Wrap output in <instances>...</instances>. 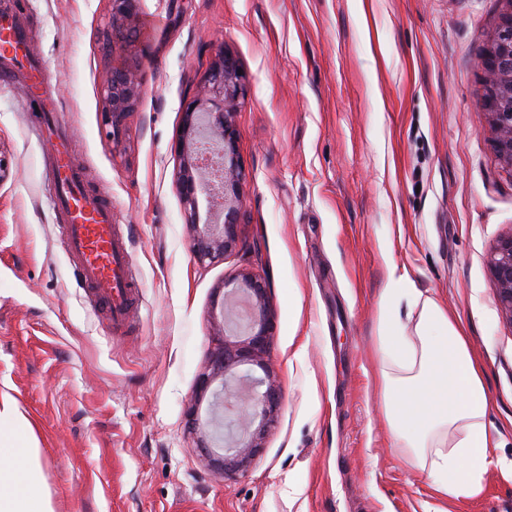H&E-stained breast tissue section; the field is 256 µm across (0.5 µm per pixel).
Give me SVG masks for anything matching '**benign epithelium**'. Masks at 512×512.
Wrapping results in <instances>:
<instances>
[{"label":"benign epithelium","instance_id":"1","mask_svg":"<svg viewBox=\"0 0 512 512\" xmlns=\"http://www.w3.org/2000/svg\"><path fill=\"white\" fill-rule=\"evenodd\" d=\"M111 2L109 28L115 45L126 42L134 30L139 3L138 0ZM502 2L503 14L494 33L493 48L480 60L489 109L512 98V0ZM239 70L241 66L232 54L221 51L215 56L206 80L185 103L176 142L180 167L174 186L183 205L185 224L191 231V251L201 267L224 260L239 245L240 185L246 179V173L238 153L235 111L247 93L246 77ZM139 93L140 78L135 67L112 68L104 89V117L113 138L121 136L124 120L134 110ZM491 126L498 157L512 167V112L491 113ZM201 139L215 143L224 158L223 219L219 224L211 223L212 212L203 215L200 211V198L208 194L204 181L206 167L195 151ZM490 273L497 288L498 306L512 321V233L495 245L490 258ZM239 288L251 302L249 329L242 336H223L211 353L208 370L201 374L195 393L196 400H201L216 381L226 379L242 365L257 366L265 374L261 380L266 386L265 391L256 396L251 411L241 418L245 441L228 453L207 456L208 465L219 470L227 480L248 471L263 448L264 435L279 405V393L271 380L266 360L274 329L268 308L269 283L260 275L246 273L241 276Z\"/></svg>","mask_w":512,"mask_h":512}]
</instances>
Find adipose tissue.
<instances>
[{
    "instance_id": "1",
    "label": "adipose tissue",
    "mask_w": 512,
    "mask_h": 512,
    "mask_svg": "<svg viewBox=\"0 0 512 512\" xmlns=\"http://www.w3.org/2000/svg\"><path fill=\"white\" fill-rule=\"evenodd\" d=\"M410 297L419 319L413 335L401 330L397 302ZM377 354L384 413L398 444L435 479L443 496L482 490L490 463V409L483 372L472 360L454 318L430 298H414L401 277L383 291ZM30 425L11 404L0 406V512H53L42 492L39 450L20 441Z\"/></svg>"
}]
</instances>
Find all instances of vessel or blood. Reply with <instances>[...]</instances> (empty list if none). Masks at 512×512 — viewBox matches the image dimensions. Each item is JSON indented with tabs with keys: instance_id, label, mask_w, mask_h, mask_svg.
<instances>
[{
	"instance_id": "b4317fda",
	"label": "vessel or blood",
	"mask_w": 512,
	"mask_h": 512,
	"mask_svg": "<svg viewBox=\"0 0 512 512\" xmlns=\"http://www.w3.org/2000/svg\"><path fill=\"white\" fill-rule=\"evenodd\" d=\"M22 79L42 109L36 126L55 139L47 164L51 200L65 230L67 253L76 262V281L89 288L111 319L124 325L135 300L138 274L126 240L114 224L112 208L91 193L71 162L67 130L56 119L57 102L47 74L28 50L27 26L9 0H0V83Z\"/></svg>"
}]
</instances>
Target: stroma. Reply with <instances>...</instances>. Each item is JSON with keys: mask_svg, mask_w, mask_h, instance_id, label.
<instances>
[{"mask_svg": "<svg viewBox=\"0 0 512 512\" xmlns=\"http://www.w3.org/2000/svg\"><path fill=\"white\" fill-rule=\"evenodd\" d=\"M57 87L72 157L112 202L139 271L131 327L79 288L45 186L48 145L24 85L0 88V398L27 416L54 512H512V322L489 258L512 233L479 59L500 0H140L110 47L111 0H16ZM248 92L235 115L247 179L238 248L193 259L174 188L182 109L218 52ZM141 91L113 141V67ZM460 320L482 366L497 446L473 497L443 499L395 445L376 358L389 266ZM270 285L268 358L281 401L249 470L206 468L240 433L259 368L195 403L217 345V288Z\"/></svg>", "mask_w": 512, "mask_h": 512, "instance_id": "stroma-1", "label": "stroma"}]
</instances>
